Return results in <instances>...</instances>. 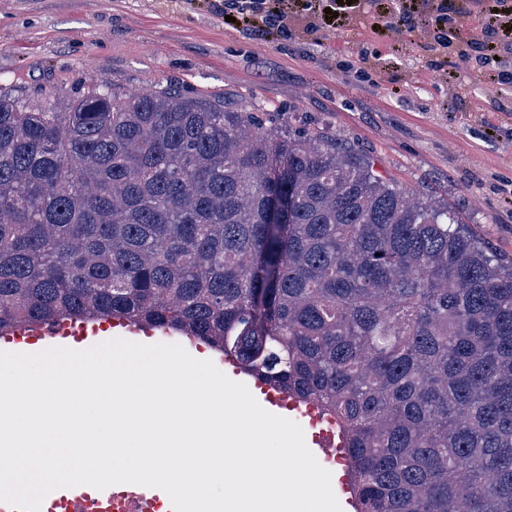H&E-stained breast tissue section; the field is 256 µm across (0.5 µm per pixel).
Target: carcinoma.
<instances>
[{
    "label": "carcinoma",
    "instance_id": "1",
    "mask_svg": "<svg viewBox=\"0 0 512 512\" xmlns=\"http://www.w3.org/2000/svg\"><path fill=\"white\" fill-rule=\"evenodd\" d=\"M112 319L318 406L355 512H512V258L322 135L0 89V336Z\"/></svg>",
    "mask_w": 512,
    "mask_h": 512
}]
</instances>
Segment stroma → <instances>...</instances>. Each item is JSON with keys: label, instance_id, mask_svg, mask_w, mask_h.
Instances as JSON below:
<instances>
[{"label": "stroma", "instance_id": "stroma-1", "mask_svg": "<svg viewBox=\"0 0 512 512\" xmlns=\"http://www.w3.org/2000/svg\"><path fill=\"white\" fill-rule=\"evenodd\" d=\"M386 6L353 0L332 28L298 2L281 36L225 21L220 0H0V85L62 104L103 81L124 93L172 84L230 110L274 113L443 203L510 258L512 36L484 32L486 0H465L464 20L421 0L417 27L399 36L385 29ZM108 338L179 344L264 398L186 337L104 322L88 341Z\"/></svg>", "mask_w": 512, "mask_h": 512}]
</instances>
